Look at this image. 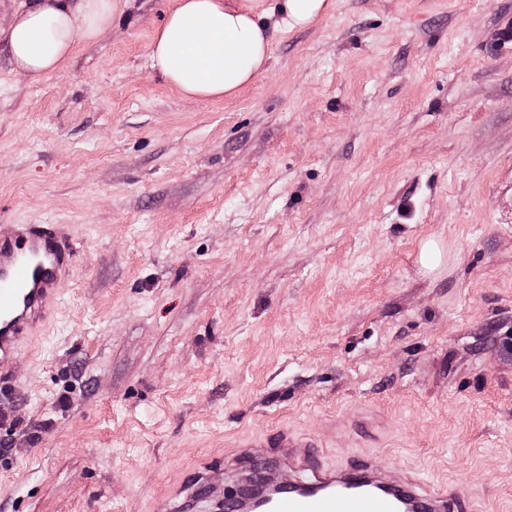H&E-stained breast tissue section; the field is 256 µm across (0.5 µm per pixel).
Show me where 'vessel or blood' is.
<instances>
[{"label":"vessel or blood","instance_id":"b4317fda","mask_svg":"<svg viewBox=\"0 0 512 512\" xmlns=\"http://www.w3.org/2000/svg\"><path fill=\"white\" fill-rule=\"evenodd\" d=\"M74 257L59 225L15 224L0 231V391L8 387L25 345L52 321ZM309 440L282 429L245 439L224 452L228 480L211 512H461L469 492L432 489L416 475L361 462L322 467ZM200 483L182 486L173 512H197Z\"/></svg>","mask_w":512,"mask_h":512}]
</instances>
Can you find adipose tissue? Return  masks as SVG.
Instances as JSON below:
<instances>
[{"label": "adipose tissue", "instance_id": "adipose-tissue-1", "mask_svg": "<svg viewBox=\"0 0 512 512\" xmlns=\"http://www.w3.org/2000/svg\"><path fill=\"white\" fill-rule=\"evenodd\" d=\"M119 0H33L0 28L18 73L38 80L56 72L77 40L96 39L112 24ZM262 13L246 0H178L154 34L151 66L183 94L236 95L269 60Z\"/></svg>", "mask_w": 512, "mask_h": 512}]
</instances>
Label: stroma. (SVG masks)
Segmentation results:
<instances>
[{"mask_svg":"<svg viewBox=\"0 0 512 512\" xmlns=\"http://www.w3.org/2000/svg\"><path fill=\"white\" fill-rule=\"evenodd\" d=\"M176 2L38 82L0 45V226L74 251L0 512H161L283 426L512 512V0H329L221 99L150 64Z\"/></svg>","mask_w":512,"mask_h":512,"instance_id":"35a3bbf8","label":"stroma"}]
</instances>
